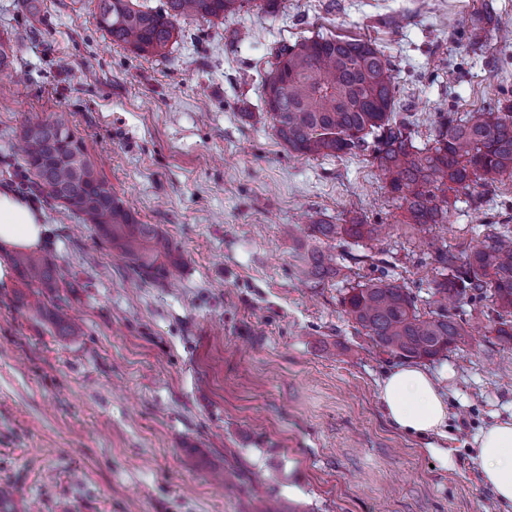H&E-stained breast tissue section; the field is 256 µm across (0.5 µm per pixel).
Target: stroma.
<instances>
[{"mask_svg": "<svg viewBox=\"0 0 512 512\" xmlns=\"http://www.w3.org/2000/svg\"><path fill=\"white\" fill-rule=\"evenodd\" d=\"M279 0L182 21L166 57L112 43L88 0H0L14 64L0 75V188L43 210L63 336L20 282L0 288V485L24 512H499L479 482L477 433L512 416V342L489 301L463 300L465 344L425 368L448 398V435L425 448L379 408L402 365L342 304L347 285L398 279L429 315L440 305L436 247L470 250L512 225V179L475 202L450 195L448 221L406 224L370 152L307 158L276 136L263 81L277 49L303 37L372 41L393 64L397 110L416 143L441 117L512 100V38L478 28L485 2ZM66 115L99 172L178 260L160 283L12 171L30 120ZM316 216L383 225L330 242L348 277L314 286L282 231ZM455 470L441 463L442 452Z\"/></svg>", "mask_w": 512, "mask_h": 512, "instance_id": "1", "label": "stroma"}]
</instances>
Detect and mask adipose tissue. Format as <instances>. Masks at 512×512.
Returning <instances> with one entry per match:
<instances>
[{
	"label": "adipose tissue",
	"mask_w": 512,
	"mask_h": 512,
	"mask_svg": "<svg viewBox=\"0 0 512 512\" xmlns=\"http://www.w3.org/2000/svg\"><path fill=\"white\" fill-rule=\"evenodd\" d=\"M47 233L42 211L10 191H0V288L12 281L8 254L40 248ZM379 403L398 432L424 438L444 434L448 426L446 395L420 366L403 365L384 377ZM475 446L482 484L491 490L501 512H512V418L481 431Z\"/></svg>",
	"instance_id": "adipose-tissue-1"
}]
</instances>
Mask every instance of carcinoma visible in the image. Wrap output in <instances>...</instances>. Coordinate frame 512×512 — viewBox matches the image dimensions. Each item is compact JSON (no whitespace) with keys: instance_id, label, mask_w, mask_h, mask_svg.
<instances>
[{"instance_id":"obj_1","label":"carcinoma","mask_w":512,"mask_h":512,"mask_svg":"<svg viewBox=\"0 0 512 512\" xmlns=\"http://www.w3.org/2000/svg\"><path fill=\"white\" fill-rule=\"evenodd\" d=\"M98 27L112 42L143 57H164L181 37L187 18L209 22L239 14L252 4L264 14L278 0H164L157 10L137 0H91ZM396 87L390 60L361 39L313 36L284 44L264 80V105L278 138L288 150L327 157L372 150L391 193L398 195L408 224L448 223V192L490 187L512 178V103L474 109L465 117L444 116L424 146L415 145L410 122L395 112ZM23 177L105 238L141 280L168 278L174 251L154 224L141 223L91 161L83 140L58 116L23 125ZM383 229L352 218L344 224L314 221L306 228L288 225V237L304 249L300 276L320 284L341 275L322 245L338 238L372 240ZM442 300L480 295L498 312L497 336L512 341V229L485 236L463 257L439 249ZM13 264L24 287L55 294L54 310L44 309L65 335L78 328L59 311L57 268L46 255L20 253ZM348 315L384 352L434 359L465 341L462 323L441 307L425 318L408 288L393 279L369 280L350 287L342 301Z\"/></svg>"}]
</instances>
